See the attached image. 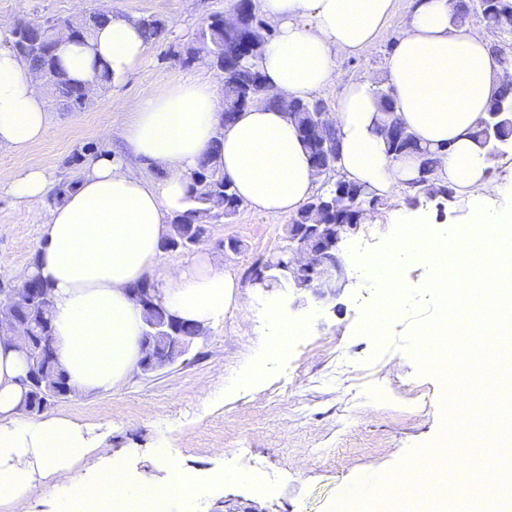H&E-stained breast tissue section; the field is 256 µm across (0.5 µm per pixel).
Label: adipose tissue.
Returning a JSON list of instances; mask_svg holds the SVG:
<instances>
[{
	"mask_svg": "<svg viewBox=\"0 0 512 512\" xmlns=\"http://www.w3.org/2000/svg\"><path fill=\"white\" fill-rule=\"evenodd\" d=\"M274 30L259 68L287 99H307L341 84L331 115L339 147L337 171L379 195L415 181L420 159L392 157L379 127L384 116L371 78L344 80L337 52L371 47L393 11V0H259ZM451 0H413L405 29L386 60L394 108L407 130L435 151L439 183L472 200L464 224L445 230L447 244L462 235L492 239L482 261L502 268L512 261V210L491 212L508 191L491 180L493 160L474 139L499 86L502 67L494 32L451 22ZM11 25L0 21V151L23 153L47 134L45 89L29 64L9 49ZM149 45L135 17L113 14L90 44L61 38L57 54L67 76L99 92L98 75L119 80L134 71ZM179 78L147 90L115 131L129 165L103 157L41 221V235L26 277L53 291L51 318L60 368L75 393H107L129 377L141 358L144 312L129 290L156 272L168 219L185 211L190 176L213 140L217 164L243 204L268 215L298 211L315 193L317 179L297 130L282 109L258 102L222 125L221 73ZM163 171L148 180L146 171ZM398 244L375 258L370 270L388 296L401 290L400 259H423L435 285L466 288L449 273L446 247L435 230L407 215ZM162 304L184 321L209 325L224 317L236 283L205 257L164 275ZM25 353L0 342V512H32L49 498L51 512H169L190 501L196 482L166 443L154 448L165 475L132 480L123 459L99 456V441L69 416H37L22 409ZM83 479L75 474L83 464Z\"/></svg>",
	"mask_w": 512,
	"mask_h": 512,
	"instance_id": "ef3b65f1",
	"label": "adipose tissue"
}]
</instances>
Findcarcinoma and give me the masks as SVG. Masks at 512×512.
<instances>
[{
	"label": "carcinoma",
	"mask_w": 512,
	"mask_h": 512,
	"mask_svg": "<svg viewBox=\"0 0 512 512\" xmlns=\"http://www.w3.org/2000/svg\"><path fill=\"white\" fill-rule=\"evenodd\" d=\"M242 24L234 32L224 31V16L216 14L201 28L195 43L186 47V60L192 61L197 51L206 48L214 67L224 74V102L222 112L224 123H231L236 115L250 105V99L262 96L268 104L280 106L276 94L270 91L258 68L265 44L273 36V29L260 14L256 0H236ZM483 21L507 32L512 31V11L496 3L484 4ZM111 19L105 10L92 9L85 15H74L63 19L71 30V39L86 42L96 30ZM138 23L147 43L159 42L166 33L164 24L154 17H141ZM52 21L23 20L13 26L10 48L20 57L29 61L36 72L46 76L45 86L50 94L67 110L82 108L86 88L72 82L61 68L56 57V41L53 38ZM377 95L386 115L384 129L388 152L395 157L418 153L425 157L430 172L436 171L437 160L432 152L422 149L406 130L392 104L391 92L377 88ZM318 100L298 99L294 101L293 116L297 133L302 140L314 169L329 170L336 167V159L329 145L336 143V130L331 126L317 127ZM475 139L487 154L495 158L503 148L512 146V81H503L497 95L492 99L487 113L481 119L475 132ZM221 148L218 140L213 141L205 159L191 175L189 208L173 214L169 219L170 230L167 240L182 242L187 235H200L208 220L235 215L243 206L233 182L224 175L214 160ZM362 186L344 183L343 198L336 197V188L329 186L313 195L307 203L292 216L294 224L311 223L314 207L322 204L326 208L324 221L328 224H354L358 211L351 201L360 193ZM148 323L162 329L175 323L186 335H200L206 329L199 325L180 321L168 309L155 305L147 310ZM25 327L35 336L53 335L50 311L34 318L23 319Z\"/></svg>",
	"instance_id": "cac0c4a2"
}]
</instances>
